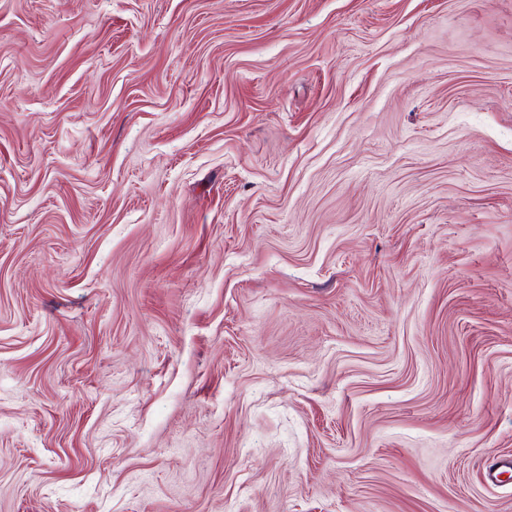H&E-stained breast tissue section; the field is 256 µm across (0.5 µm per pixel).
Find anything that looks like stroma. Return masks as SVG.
I'll return each instance as SVG.
<instances>
[{"label": "stroma", "instance_id": "obj_1", "mask_svg": "<svg viewBox=\"0 0 512 512\" xmlns=\"http://www.w3.org/2000/svg\"><path fill=\"white\" fill-rule=\"evenodd\" d=\"M512 0H0V512H512Z\"/></svg>", "mask_w": 512, "mask_h": 512}]
</instances>
